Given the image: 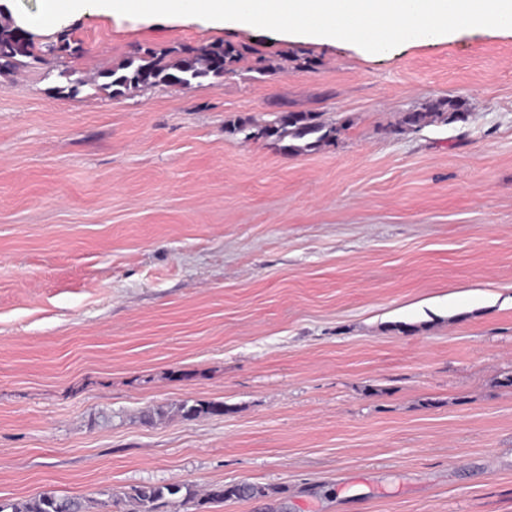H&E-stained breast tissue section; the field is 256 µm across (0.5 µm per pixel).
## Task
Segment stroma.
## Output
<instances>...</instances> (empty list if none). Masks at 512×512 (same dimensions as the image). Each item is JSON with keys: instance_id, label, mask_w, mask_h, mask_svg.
I'll return each mask as SVG.
<instances>
[{"instance_id": "obj_1", "label": "stroma", "mask_w": 512, "mask_h": 512, "mask_svg": "<svg viewBox=\"0 0 512 512\" xmlns=\"http://www.w3.org/2000/svg\"><path fill=\"white\" fill-rule=\"evenodd\" d=\"M34 35L78 52L0 76L1 502L249 482L269 496L199 512H512V29ZM219 42L246 50L219 81L61 91ZM440 98L462 120L403 125ZM299 111L335 140L235 130ZM178 412L185 419H194L201 415H221L224 414V403H193L190 401H183L177 408Z\"/></svg>"}]
</instances>
